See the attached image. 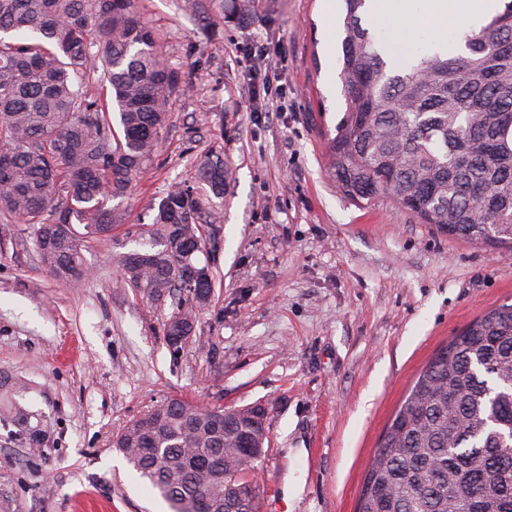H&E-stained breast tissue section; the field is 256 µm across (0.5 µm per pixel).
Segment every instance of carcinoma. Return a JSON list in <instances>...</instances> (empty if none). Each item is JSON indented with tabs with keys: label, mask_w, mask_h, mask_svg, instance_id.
Segmentation results:
<instances>
[{
	"label": "carcinoma",
	"mask_w": 512,
	"mask_h": 512,
	"mask_svg": "<svg viewBox=\"0 0 512 512\" xmlns=\"http://www.w3.org/2000/svg\"><path fill=\"white\" fill-rule=\"evenodd\" d=\"M345 111L327 139L336 186L356 203L389 196L450 236L512 245V0L465 35L399 65L363 27L367 0H344ZM137 0H0V218L29 224L61 282L82 277L81 242L112 237L123 199L150 167L181 79ZM99 74L110 100L88 94ZM202 196L177 184L159 203L148 248L119 267L123 283L183 310L180 245H205L203 217L224 198L220 156L200 165ZM83 225L80 234L74 225ZM209 413L171 399L130 421L115 447L170 504L209 512L234 478L253 499L258 462L240 421L209 431ZM357 512H512V302L478 317L422 369L368 467Z\"/></svg>",
	"instance_id": "carcinoma-1"
}]
</instances>
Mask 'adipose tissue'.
Instances as JSON below:
<instances>
[{
  "mask_svg": "<svg viewBox=\"0 0 512 512\" xmlns=\"http://www.w3.org/2000/svg\"><path fill=\"white\" fill-rule=\"evenodd\" d=\"M493 3L494 0H371L370 16L376 21L399 16L406 35L430 29L436 34V43L444 45L449 32H463L470 18L487 12Z\"/></svg>",
  "mask_w": 512,
  "mask_h": 512,
  "instance_id": "adipose-tissue-1",
  "label": "adipose tissue"
}]
</instances>
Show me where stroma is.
<instances>
[{"label":"stroma","instance_id":"1","mask_svg":"<svg viewBox=\"0 0 512 512\" xmlns=\"http://www.w3.org/2000/svg\"><path fill=\"white\" fill-rule=\"evenodd\" d=\"M139 0L179 72L152 166L126 221L89 240L86 275L42 266L28 225L0 223V512H169L112 442L180 398L268 409L259 512H355L378 440L434 352L512 300V247L448 237L332 180L326 139L345 110L344 12L324 0ZM218 153L228 179L198 253L213 303L179 354L171 301L121 286L149 214Z\"/></svg>","mask_w":512,"mask_h":512}]
</instances>
